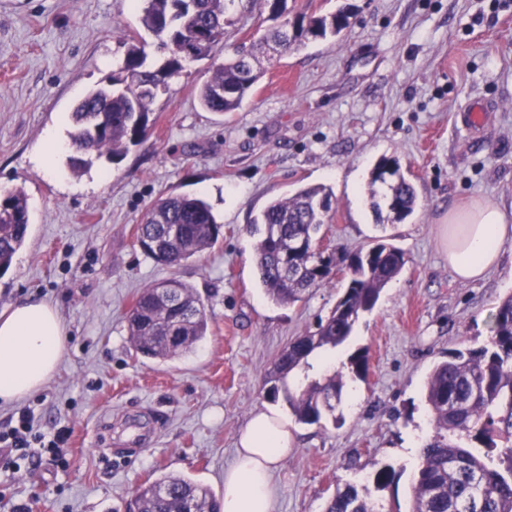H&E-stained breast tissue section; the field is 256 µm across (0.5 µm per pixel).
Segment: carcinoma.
<instances>
[{"mask_svg":"<svg viewBox=\"0 0 512 512\" xmlns=\"http://www.w3.org/2000/svg\"><path fill=\"white\" fill-rule=\"evenodd\" d=\"M141 25L158 40L164 59L147 64L145 43L124 36L126 51L118 71L90 90L71 112L69 157L78 171L90 156L122 158L149 130L151 90L155 74H181L184 57L211 56L231 24L235 0H134ZM288 0H248L274 22L248 57L218 65L198 89L201 107L224 114L240 109L259 79L255 68L262 45L295 50L312 41L338 35L348 24L338 11L330 16L295 14L294 34L287 36L275 21L288 15ZM371 208L399 222L419 204L415 185L382 158L368 183ZM331 193L308 185L289 198L271 201L248 225L258 236L255 266L265 296L279 306L303 300L327 284L342 266L345 289L326 320L293 339L265 374L267 396L283 400L295 420L319 425L335 416L346 374L337 371L309 379L313 360L342 345L360 315L372 311L382 290L403 270L405 252L385 242L348 253L331 247L317 252L321 229L331 221ZM30 224L25 190L0 194V272L9 270L24 245ZM221 234L209 204L199 196L166 194L152 202L135 233V243L156 264L173 268L211 248ZM174 301L143 288L127 318L130 342L143 358L166 362L191 351L208 330L205 307L194 288L171 277ZM178 336L176 344L163 341ZM426 401L433 433L419 449L411 512H512V295L497 307L486 345L454 349L431 372ZM129 512H221V502L206 485L180 475L164 474L139 487ZM323 512H382L355 487L339 488Z\"/></svg>","mask_w":512,"mask_h":512,"instance_id":"cac0c4a2","label":"carcinoma"}]
</instances>
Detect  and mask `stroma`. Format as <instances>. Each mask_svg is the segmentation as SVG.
Instances as JSON below:
<instances>
[{
  "label": "stroma",
  "instance_id": "stroma-1",
  "mask_svg": "<svg viewBox=\"0 0 512 512\" xmlns=\"http://www.w3.org/2000/svg\"><path fill=\"white\" fill-rule=\"evenodd\" d=\"M309 13L344 11L339 36L265 65L238 111L198 104L197 89L261 20L237 0L234 22L211 58L191 64L152 106L147 139L118 162L73 173L37 155L49 132L70 134L72 107L141 33L129 0H0V191L23 187L31 212L25 245L0 275V314L28 297L51 303L65 327L54 376L23 399L44 433L70 430L68 463L44 461L39 476L0 471V512H123L137 488L164 474L224 493L240 427L259 409L288 417L297 439L275 473L276 512H323L336 489L356 486L386 512H410L419 456L432 432L427 378L449 350L476 347L512 293V244L484 279L461 282L439 237L457 202L481 198L512 209V0H296ZM484 109L478 129L464 112ZM395 158L421 206L376 226L370 172ZM331 188L327 235L350 252L380 237L408 262L360 317L337 363L366 354V378H348L336 421H291L270 404L263 376L296 336L315 329L344 289L334 276L293 305L265 297L246 230L274 199L306 185ZM168 193L206 199L222 234L171 270L135 243L146 208ZM178 277L206 306L208 332L166 363L136 355L127 315L147 285ZM136 449L133 460L120 450ZM396 476L385 488L379 465Z\"/></svg>",
  "mask_w": 512,
  "mask_h": 512
}]
</instances>
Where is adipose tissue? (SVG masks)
Returning a JSON list of instances; mask_svg holds the SVG:
<instances>
[{
	"label": "adipose tissue",
	"mask_w": 512,
	"mask_h": 512,
	"mask_svg": "<svg viewBox=\"0 0 512 512\" xmlns=\"http://www.w3.org/2000/svg\"><path fill=\"white\" fill-rule=\"evenodd\" d=\"M448 265L462 281L498 267L512 243V212L471 199L448 211L441 226ZM65 348L62 322L46 301L25 299L0 315V402L12 403L40 390L55 374ZM295 439L274 411L254 412L240 429L233 464L224 472L222 512H274L273 474L287 460Z\"/></svg>",
	"instance_id": "1"
}]
</instances>
